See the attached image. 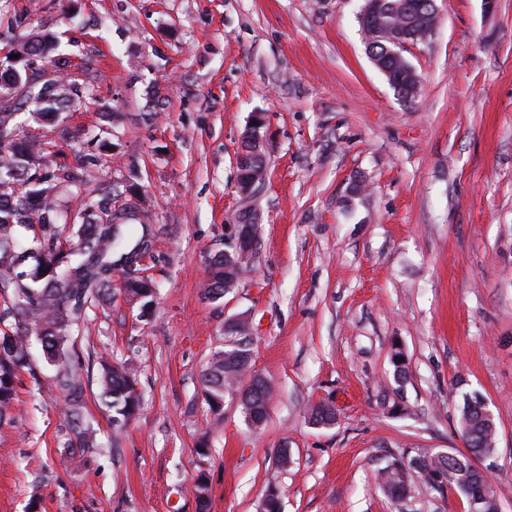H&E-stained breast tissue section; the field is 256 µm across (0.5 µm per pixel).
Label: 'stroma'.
<instances>
[{"instance_id":"stroma-1","label":"stroma","mask_w":512,"mask_h":512,"mask_svg":"<svg viewBox=\"0 0 512 512\" xmlns=\"http://www.w3.org/2000/svg\"><path fill=\"white\" fill-rule=\"evenodd\" d=\"M436 3L434 32L404 52L420 78L406 102L366 51L362 0H0V56L8 17L30 10L73 59L69 77L111 107L108 121L86 104L36 131L56 144L53 167L98 155L60 224L86 193L136 176L151 215L140 267L156 285L142 309L116 269L108 303L80 323L74 364L99 448L72 460L53 368L38 358L21 375L0 420V512H198L201 474L210 512H261L272 483L282 512H467L460 492L416 475L395 505L378 473L406 452L465 451L473 391L494 416L486 466L512 512V0ZM257 112L269 174L245 201L236 157ZM246 208L253 266L208 301L207 258ZM241 313L272 387L259 430L234 398L214 413L200 381ZM104 358L131 363L141 394L119 429L99 396ZM320 402L333 425L312 423ZM395 402L407 414H389Z\"/></svg>"}]
</instances>
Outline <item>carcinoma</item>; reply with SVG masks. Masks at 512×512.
I'll return each instance as SVG.
<instances>
[{
	"instance_id": "cac0c4a2",
	"label": "carcinoma",
	"mask_w": 512,
	"mask_h": 512,
	"mask_svg": "<svg viewBox=\"0 0 512 512\" xmlns=\"http://www.w3.org/2000/svg\"><path fill=\"white\" fill-rule=\"evenodd\" d=\"M433 2L383 0L384 10L362 29L370 58L388 72V81L400 97L408 94L405 65L389 55L385 42L373 32L391 26L423 36ZM13 24L22 30L18 45L23 53L40 65L53 63L55 76L50 86L32 81L23 68L26 61L22 60L17 75L26 88L23 98L11 104L0 103V134L11 136L5 146H0V298L5 303L0 320L13 318L6 329H0V419L17 402L19 374L26 371L35 375L30 351L34 339L40 344L44 360L56 368L54 382L64 395L63 414L69 435L66 446L91 448L97 441L88 419L85 385L73 364L75 328L87 308L108 300L112 269L133 265L147 252L149 232L147 223L134 215V199L110 189L84 198L81 224L72 239L63 243L53 230L57 222L55 199L66 190L86 184L93 161L85 158L79 167L61 176L50 170L41 171L43 161L53 155L55 144L30 136L17 117L26 114L37 124H52L64 110L90 103L98 105L105 118L109 106L97 100L94 84L60 77L69 60L53 56L54 37L33 28L28 13L14 14ZM18 227L38 229L33 246L19 245L15 236ZM242 271L224 260L223 253H214L208 263L205 297L210 301L224 298V283L239 278ZM145 282H150L149 277L138 273L125 281L124 289L147 308L152 304V295L144 293L141 284ZM251 361L252 349L233 345L224 346L209 360L201 381L214 413L223 410L225 388L238 385L245 417H265L266 406L254 393V377L248 376ZM99 385L101 400L112 410V422L124 426L141 404L135 373L127 365L103 362ZM461 428L467 449L478 453L496 450V430L486 424L481 403L465 401ZM469 468L465 454L445 458L417 455L406 463L395 459L382 472L380 489L399 505L411 496L409 472H415L426 486L442 493L447 488H459L451 477L464 471L468 473V483L460 492L467 503L481 499L482 512H496L485 476Z\"/></svg>"
}]
</instances>
